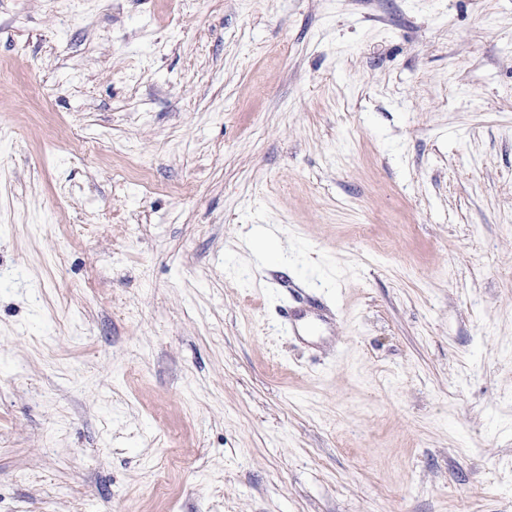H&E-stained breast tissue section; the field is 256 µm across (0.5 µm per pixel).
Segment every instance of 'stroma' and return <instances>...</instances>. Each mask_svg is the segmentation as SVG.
<instances>
[{
	"label": "stroma",
	"mask_w": 512,
	"mask_h": 512,
	"mask_svg": "<svg viewBox=\"0 0 512 512\" xmlns=\"http://www.w3.org/2000/svg\"><path fill=\"white\" fill-rule=\"evenodd\" d=\"M0 512H512V0H0ZM288 331L295 336H322L330 331L324 319L318 312L308 309H288L285 315Z\"/></svg>",
	"instance_id": "stroma-1"
}]
</instances>
